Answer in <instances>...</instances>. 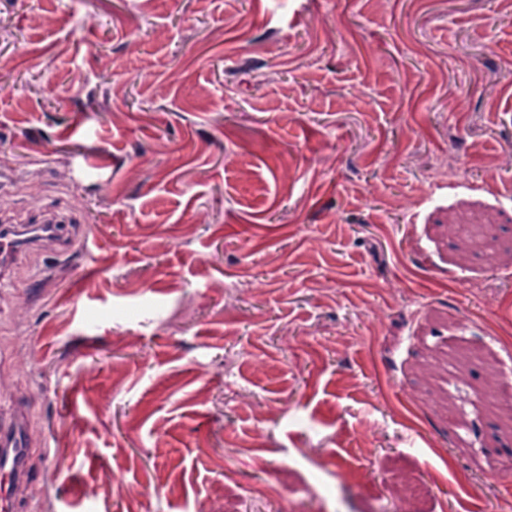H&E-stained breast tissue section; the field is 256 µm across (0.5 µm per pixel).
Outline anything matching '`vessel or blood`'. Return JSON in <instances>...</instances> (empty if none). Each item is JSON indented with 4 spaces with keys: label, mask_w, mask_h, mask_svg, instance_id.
<instances>
[{
    "label": "vessel or blood",
    "mask_w": 512,
    "mask_h": 512,
    "mask_svg": "<svg viewBox=\"0 0 512 512\" xmlns=\"http://www.w3.org/2000/svg\"><path fill=\"white\" fill-rule=\"evenodd\" d=\"M30 244V238L14 227H0L1 276ZM26 430L24 416H16L7 422L0 420V512H14L20 501V488L30 480V445Z\"/></svg>",
    "instance_id": "obj_1"
}]
</instances>
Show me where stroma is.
Here are the masks:
<instances>
[{"instance_id": "35a3bbf8", "label": "stroma", "mask_w": 512, "mask_h": 512, "mask_svg": "<svg viewBox=\"0 0 512 512\" xmlns=\"http://www.w3.org/2000/svg\"><path fill=\"white\" fill-rule=\"evenodd\" d=\"M39 210L79 221L0 282L24 512L512 504V0H0Z\"/></svg>"}]
</instances>
